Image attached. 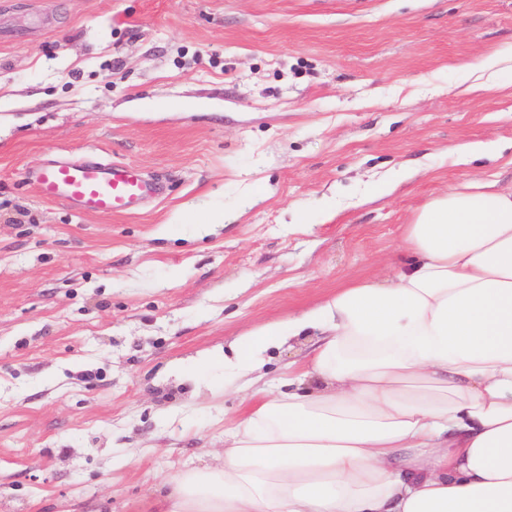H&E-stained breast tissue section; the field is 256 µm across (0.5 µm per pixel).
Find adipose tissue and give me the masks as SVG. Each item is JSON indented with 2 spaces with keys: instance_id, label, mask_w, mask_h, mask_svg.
I'll use <instances>...</instances> for the list:
<instances>
[{
  "instance_id": "ef3b65f1",
  "label": "adipose tissue",
  "mask_w": 512,
  "mask_h": 512,
  "mask_svg": "<svg viewBox=\"0 0 512 512\" xmlns=\"http://www.w3.org/2000/svg\"><path fill=\"white\" fill-rule=\"evenodd\" d=\"M398 250L391 272L194 361L238 390L320 334L287 391L254 389L218 464L160 481L153 512H512V189L433 197Z\"/></svg>"
}]
</instances>
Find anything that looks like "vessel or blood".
Returning a JSON list of instances; mask_svg holds the SVG:
<instances>
[{"instance_id": "obj_1", "label": "vessel or blood", "mask_w": 512, "mask_h": 512, "mask_svg": "<svg viewBox=\"0 0 512 512\" xmlns=\"http://www.w3.org/2000/svg\"><path fill=\"white\" fill-rule=\"evenodd\" d=\"M30 177L42 198L71 202L83 212L100 215L133 213L144 199L160 193L158 184L136 168L107 160L51 163Z\"/></svg>"}]
</instances>
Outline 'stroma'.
<instances>
[{
  "mask_svg": "<svg viewBox=\"0 0 512 512\" xmlns=\"http://www.w3.org/2000/svg\"><path fill=\"white\" fill-rule=\"evenodd\" d=\"M57 157L163 191L90 215L28 180ZM474 176L512 180V0H0V512H143L218 463L247 394L190 358L381 272Z\"/></svg>",
  "mask_w": 512,
  "mask_h": 512,
  "instance_id": "stroma-1",
  "label": "stroma"
}]
</instances>
